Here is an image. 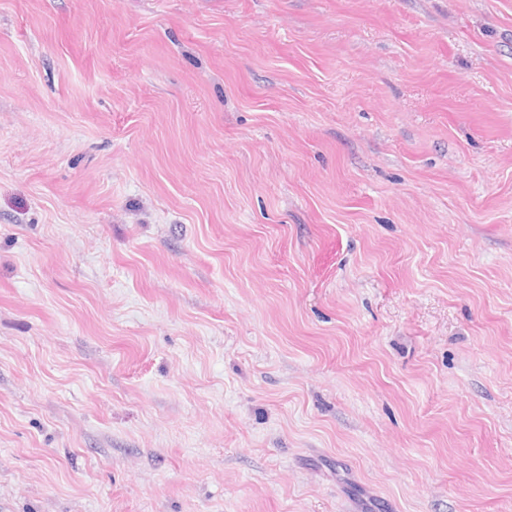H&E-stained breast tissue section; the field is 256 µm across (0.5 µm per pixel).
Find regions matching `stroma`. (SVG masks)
Returning <instances> with one entry per match:
<instances>
[{
    "label": "stroma",
    "instance_id": "obj_1",
    "mask_svg": "<svg viewBox=\"0 0 512 512\" xmlns=\"http://www.w3.org/2000/svg\"><path fill=\"white\" fill-rule=\"evenodd\" d=\"M0 512H512V0H0Z\"/></svg>",
    "mask_w": 512,
    "mask_h": 512
}]
</instances>
